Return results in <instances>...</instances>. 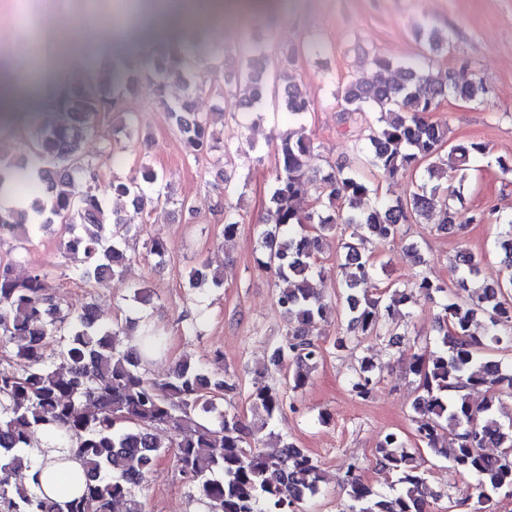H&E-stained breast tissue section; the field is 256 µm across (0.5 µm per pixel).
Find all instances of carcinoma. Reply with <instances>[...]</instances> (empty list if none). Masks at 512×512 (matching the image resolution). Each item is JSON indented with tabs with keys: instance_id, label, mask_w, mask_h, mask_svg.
Wrapping results in <instances>:
<instances>
[{
	"instance_id": "1",
	"label": "carcinoma",
	"mask_w": 512,
	"mask_h": 512,
	"mask_svg": "<svg viewBox=\"0 0 512 512\" xmlns=\"http://www.w3.org/2000/svg\"><path fill=\"white\" fill-rule=\"evenodd\" d=\"M416 36L428 49L441 53L448 39L429 24L416 28ZM205 33L184 32L168 46L151 52V78L156 100L168 112L171 128L194 160L209 158L224 183L213 212L224 223V236H234L243 223L240 207L230 201L236 186L224 171L230 142H220L214 129L224 109L197 112L192 98L203 92ZM309 42L276 52V64H266L269 50L267 14L253 19L252 42L233 84L245 81L252 88L249 106L273 113L301 117L308 101L295 86L279 91L288 81L296 58L314 50ZM375 80L368 84L356 77L342 92L343 111L355 113L370 106L376 124L357 139L356 159L366 163L369 174L341 164L310 167L313 142L300 124L281 135L276 146L277 164L268 197L275 227L258 226L257 266L288 283L276 299L287 324L273 349L270 364L286 368L292 391L304 388L309 369L323 357L324 347L314 336L317 326L331 314L339 316L333 348L354 352L371 337L387 346L402 344L405 330L396 322L399 307L414 305L419 296H444L438 315L434 348L415 356L410 370L418 377L419 395L412 402L416 439L426 450L451 459L454 469L476 480L477 504L495 496L512 497V416L502 412V397H512V374L487 359L492 347L512 346V235L499 242L500 263L508 272L505 282L479 281L480 260L463 248L457 255L455 287L466 293L461 302L448 297V284L420 275L407 285H389L372 295L377 264L368 244L390 240L405 224L417 223L439 209L440 230L457 232L467 224H481L488 213H465L460 191L443 182L448 170L466 171L470 159L485 151L480 143H449L448 126L433 123L426 114L443 99L483 100L488 88L483 81L460 82L451 70L424 72L413 64L401 66L404 78L391 83L383 72L390 60L376 56ZM178 79L184 97L170 101L165 87ZM134 90V79L121 72L92 73L68 86L42 121L19 125L26 152L19 158L0 154V194L15 186L38 192L25 207L0 206V236L11 235L13 250L26 249L28 227L60 226L71 241L68 255L79 256L76 275L86 286L104 279H118L136 254L129 239L110 236V224H124L118 209L107 212L98 193L100 159L118 167L123 158L114 144L133 139L135 116L126 98L116 92L119 82ZM112 118V133L103 136L98 157L82 150L86 136L101 132L103 118ZM448 149L451 165L437 162ZM423 169V179L403 198L391 202L377 195L371 177L393 178ZM113 197L136 212L151 213L160 203L174 202L178 211H194L185 199L173 200L163 176L148 162H140L131 174L109 180ZM305 194L315 205L301 212L295 202ZM351 230L341 243L339 273L333 306L314 286V277H325L317 253L322 239L337 229ZM14 260L0 261V360H13L19 369L0 370V512H113L116 503L125 512H142L134 489L140 486L164 454L154 431L171 433L170 447L184 479L195 488L208 512H295L313 498L324 477L317 461L303 448L287 443L281 453L266 455L256 449L258 434L279 416L286 393L257 386L249 396L257 421L222 407V397L236 392L237 384L224 376L187 362H178L163 379L145 373L146 356L162 353L166 338L148 325L136 332L138 321L103 322L90 304L80 310L62 306L51 294L50 272L33 269L26 278L13 274ZM206 283L224 287V273L202 267L191 271L189 287ZM137 342L125 349L115 346L122 335ZM60 346L58 363L46 361L48 340ZM351 391L365 397L378 384L377 366L367 356L348 380ZM478 386L484 402L473 406L464 391ZM40 431L53 437L56 447L78 456L83 464L85 488L81 496L60 504L37 493L38 474H25L21 454L31 447V436ZM497 436L499 453L490 458L483 445ZM420 447V448H422ZM420 448L409 449L400 431L380 435L375 463L379 471L396 480L388 491H372L361 480L358 465L348 466L344 485L349 503L345 512H427V470L417 461Z\"/></svg>"
}]
</instances>
